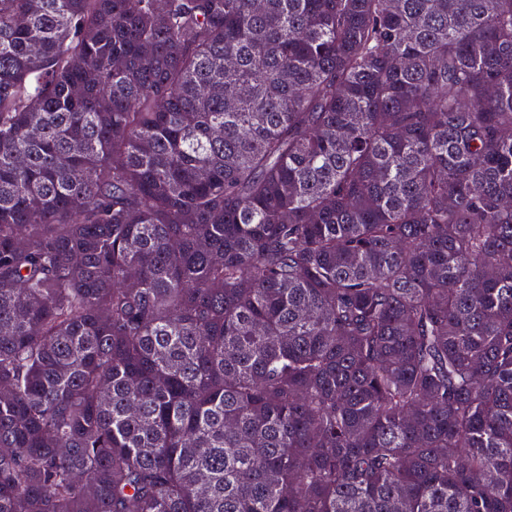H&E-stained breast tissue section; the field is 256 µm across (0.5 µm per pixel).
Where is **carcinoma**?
Wrapping results in <instances>:
<instances>
[{
    "label": "carcinoma",
    "instance_id": "cac0c4a2",
    "mask_svg": "<svg viewBox=\"0 0 512 512\" xmlns=\"http://www.w3.org/2000/svg\"><path fill=\"white\" fill-rule=\"evenodd\" d=\"M506 198L512 0H0V512H512Z\"/></svg>",
    "mask_w": 512,
    "mask_h": 512
}]
</instances>
